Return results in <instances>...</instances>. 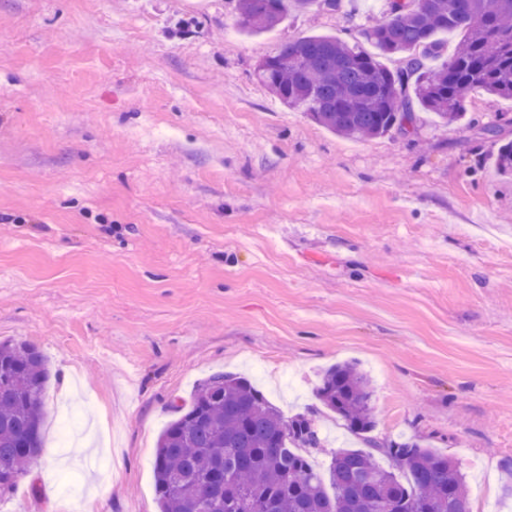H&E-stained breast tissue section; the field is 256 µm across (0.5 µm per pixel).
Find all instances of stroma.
Listing matches in <instances>:
<instances>
[{
  "label": "stroma",
  "mask_w": 512,
  "mask_h": 512,
  "mask_svg": "<svg viewBox=\"0 0 512 512\" xmlns=\"http://www.w3.org/2000/svg\"><path fill=\"white\" fill-rule=\"evenodd\" d=\"M385 2L249 36L237 0H0V341L50 369L43 454L0 512H160L158 439L219 371L361 447L315 393L342 362L377 438L448 456L472 512H512V176L481 131L512 140V100L361 142L255 78L299 37L368 48Z\"/></svg>",
  "instance_id": "35a3bbf8"
}]
</instances>
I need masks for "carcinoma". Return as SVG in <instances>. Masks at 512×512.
I'll return each mask as SVG.
<instances>
[{"mask_svg":"<svg viewBox=\"0 0 512 512\" xmlns=\"http://www.w3.org/2000/svg\"><path fill=\"white\" fill-rule=\"evenodd\" d=\"M342 0H239L240 29L260 34L290 12L342 11ZM461 32L445 63L439 35ZM390 70L373 54L330 35L304 36L262 60L256 79L286 108L347 139L407 130L416 110L437 122L467 116L474 91L512 99V0H388L366 30ZM498 147L491 160L512 175V140L487 124ZM48 360L27 343L0 342V495L30 473L42 451V399ZM317 396L366 447L329 453L327 473L311 459L324 452L313 419L285 415L250 380L216 372L159 437L153 468L161 512H471L457 466L419 441L372 436L369 381L353 363L325 370ZM388 458L396 471L382 467Z\"/></svg>","mask_w":512,"mask_h":512,"instance_id":"obj_1","label":"carcinoma"}]
</instances>
